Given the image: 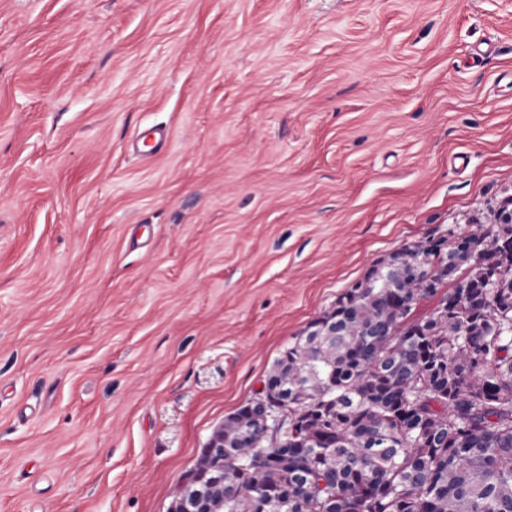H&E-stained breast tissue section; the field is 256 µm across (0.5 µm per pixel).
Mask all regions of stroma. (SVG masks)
<instances>
[{
    "label": "stroma",
    "instance_id": "stroma-1",
    "mask_svg": "<svg viewBox=\"0 0 512 512\" xmlns=\"http://www.w3.org/2000/svg\"><path fill=\"white\" fill-rule=\"evenodd\" d=\"M510 198L512 0H0V512H167L339 294ZM168 141L169 133L164 128L151 127L137 134L133 149L143 156H154L167 146Z\"/></svg>",
    "mask_w": 512,
    "mask_h": 512
}]
</instances>
